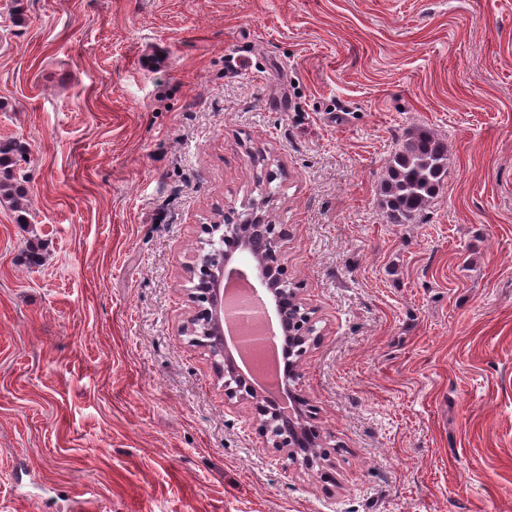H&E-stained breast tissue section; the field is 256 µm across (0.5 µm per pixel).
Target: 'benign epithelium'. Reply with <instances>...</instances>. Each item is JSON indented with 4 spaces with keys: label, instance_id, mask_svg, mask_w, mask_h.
Listing matches in <instances>:
<instances>
[{
    "label": "benign epithelium",
    "instance_id": "obj_1",
    "mask_svg": "<svg viewBox=\"0 0 512 512\" xmlns=\"http://www.w3.org/2000/svg\"><path fill=\"white\" fill-rule=\"evenodd\" d=\"M284 253V241L273 224H203L199 236L197 262L188 266L187 298L192 313L183 326L189 342L206 348L216 360L223 379L224 403L247 401L255 409L253 425L262 439V447L272 449L283 462L296 463L304 458L308 471L331 464L322 451L326 440L309 426V411L299 393L306 355L319 343L315 309L302 297L300 289L286 288L278 273ZM249 258L252 288L262 307L267 324L279 329L286 363L281 377L289 397L288 410L263 395L262 390L235 364L234 337L224 334V283L237 278L241 270L231 266L235 256Z\"/></svg>",
    "mask_w": 512,
    "mask_h": 512
}]
</instances>
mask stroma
Here are the masks:
<instances>
[{"mask_svg":"<svg viewBox=\"0 0 512 512\" xmlns=\"http://www.w3.org/2000/svg\"><path fill=\"white\" fill-rule=\"evenodd\" d=\"M10 3L31 222L0 204V512H512V0ZM417 126L448 177L390 224ZM271 169L325 476L263 448L182 333L201 225ZM448 174L447 145L429 130H418L390 154L382 182L387 223L415 224L437 197Z\"/></svg>","mask_w":512,"mask_h":512,"instance_id":"stroma-1","label":"stroma"}]
</instances>
